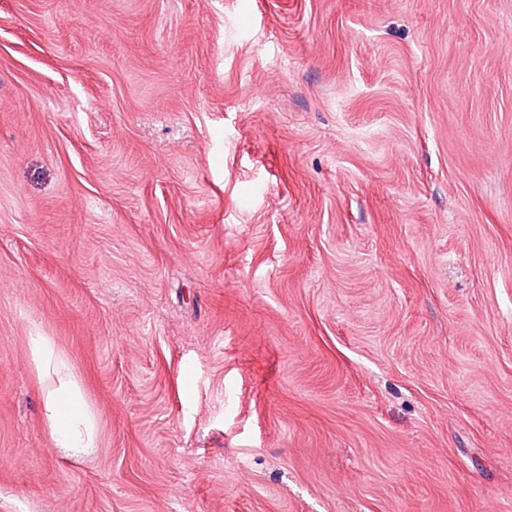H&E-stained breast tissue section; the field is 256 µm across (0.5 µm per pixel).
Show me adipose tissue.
<instances>
[{
	"mask_svg": "<svg viewBox=\"0 0 512 512\" xmlns=\"http://www.w3.org/2000/svg\"><path fill=\"white\" fill-rule=\"evenodd\" d=\"M31 359L40 375H56L58 382L45 389L44 414L51 439L57 447L79 456L94 448L97 423L88 408L70 363L57 354L50 340L39 332L28 338Z\"/></svg>",
	"mask_w": 512,
	"mask_h": 512,
	"instance_id": "ef3b65f1",
	"label": "adipose tissue"
}]
</instances>
